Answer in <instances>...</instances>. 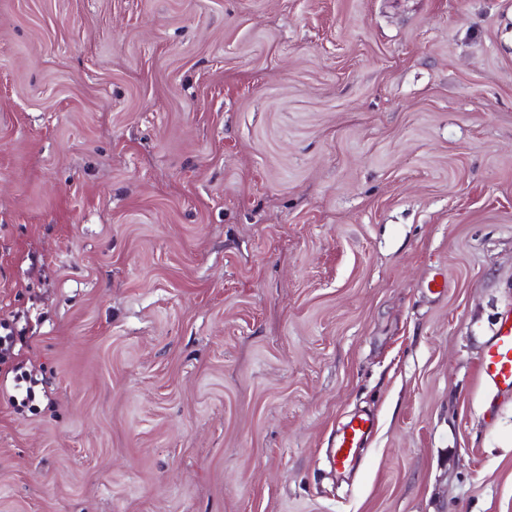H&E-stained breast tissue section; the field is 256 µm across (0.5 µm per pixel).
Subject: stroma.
<instances>
[{"label": "stroma", "mask_w": 512, "mask_h": 512, "mask_svg": "<svg viewBox=\"0 0 512 512\" xmlns=\"http://www.w3.org/2000/svg\"><path fill=\"white\" fill-rule=\"evenodd\" d=\"M509 305L512 0H0V512H512ZM483 380L498 392L512 393V307L498 313L481 359ZM373 423L369 417L358 416L351 419L340 432L334 452V458L342 462L351 460L357 449L361 448L364 438L371 432Z\"/></svg>", "instance_id": "stroma-1"}]
</instances>
